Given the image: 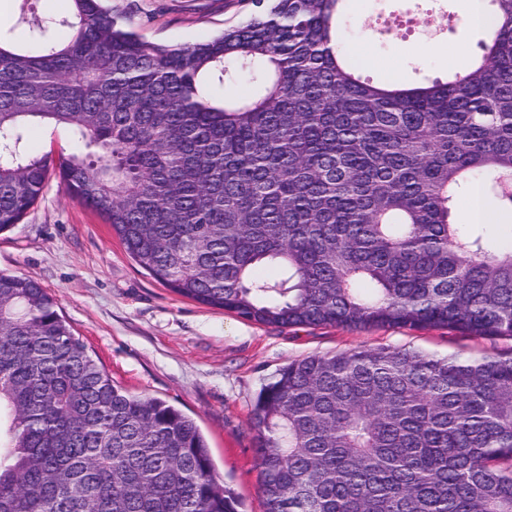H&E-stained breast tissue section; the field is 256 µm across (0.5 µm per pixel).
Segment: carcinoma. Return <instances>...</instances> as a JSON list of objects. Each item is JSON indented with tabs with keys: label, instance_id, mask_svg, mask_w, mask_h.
<instances>
[{
	"label": "carcinoma",
	"instance_id": "obj_1",
	"mask_svg": "<svg viewBox=\"0 0 512 512\" xmlns=\"http://www.w3.org/2000/svg\"><path fill=\"white\" fill-rule=\"evenodd\" d=\"M344 0H252L178 47L103 0L0 42V231L42 196L37 120L69 128L66 193L178 295L258 324L512 337V248L452 222L459 190L512 212V0L478 65L373 83ZM247 71L248 98L210 86ZM265 512H512V356L310 355L251 415ZM0 512H238L193 419L114 384L34 279L0 272Z\"/></svg>",
	"mask_w": 512,
	"mask_h": 512
}]
</instances>
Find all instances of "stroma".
<instances>
[{
    "label": "stroma",
    "mask_w": 512,
    "mask_h": 512,
    "mask_svg": "<svg viewBox=\"0 0 512 512\" xmlns=\"http://www.w3.org/2000/svg\"><path fill=\"white\" fill-rule=\"evenodd\" d=\"M462 0H346L338 21L342 48L362 62L363 77L415 85L447 79L448 61L471 66L483 32ZM44 18L69 16L70 0H0V36L28 45L21 5ZM114 17L146 40L184 44L236 25L250 0H107ZM29 146L58 159L69 132L35 123ZM0 271L38 281L111 376L135 394L165 400L203 431L216 475L240 512H263L250 415L257 395L289 362L358 347H388L439 357L512 355V339L445 329L353 331L248 322L183 298L156 282L125 253L104 219L49 176L42 198L20 224L0 233Z\"/></svg>",
    "instance_id": "35a3bbf8"
}]
</instances>
